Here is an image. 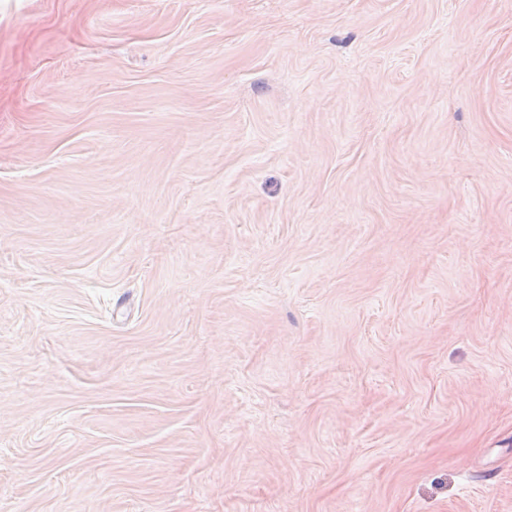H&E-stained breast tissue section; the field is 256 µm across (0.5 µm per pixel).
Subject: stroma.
Returning a JSON list of instances; mask_svg holds the SVG:
<instances>
[{
    "label": "stroma",
    "instance_id": "obj_1",
    "mask_svg": "<svg viewBox=\"0 0 512 512\" xmlns=\"http://www.w3.org/2000/svg\"><path fill=\"white\" fill-rule=\"evenodd\" d=\"M0 512H512V0H0Z\"/></svg>",
    "mask_w": 512,
    "mask_h": 512
}]
</instances>
